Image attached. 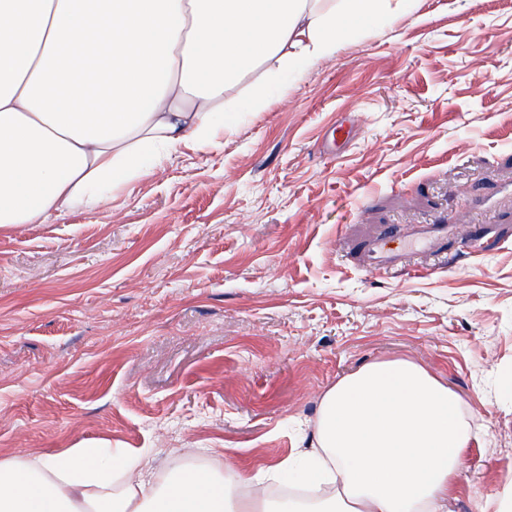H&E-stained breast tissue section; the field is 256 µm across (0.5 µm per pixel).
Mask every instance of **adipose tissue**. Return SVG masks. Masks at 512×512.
I'll return each instance as SVG.
<instances>
[{
    "label": "adipose tissue",
    "instance_id": "adipose-tissue-1",
    "mask_svg": "<svg viewBox=\"0 0 512 512\" xmlns=\"http://www.w3.org/2000/svg\"><path fill=\"white\" fill-rule=\"evenodd\" d=\"M413 0H0V227L117 192L165 153L211 144L328 55L351 23ZM270 64L276 86L226 102ZM472 442L457 395L408 360L368 364L322 396L304 507L188 468L153 484L139 455L82 447L0 458V512H441ZM269 70L268 65H263L246 75L237 84L227 90L225 97L226 101H237L243 99L249 94L250 89L255 84L261 83L265 80H270Z\"/></svg>",
    "mask_w": 512,
    "mask_h": 512
}]
</instances>
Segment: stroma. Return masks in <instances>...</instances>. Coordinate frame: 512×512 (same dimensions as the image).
<instances>
[{"label":"stroma","instance_id":"obj_1","mask_svg":"<svg viewBox=\"0 0 512 512\" xmlns=\"http://www.w3.org/2000/svg\"><path fill=\"white\" fill-rule=\"evenodd\" d=\"M383 360L478 434L448 512L512 506V0L353 27L217 145L0 228L1 457L257 469L315 448L323 393Z\"/></svg>","mask_w":512,"mask_h":512}]
</instances>
